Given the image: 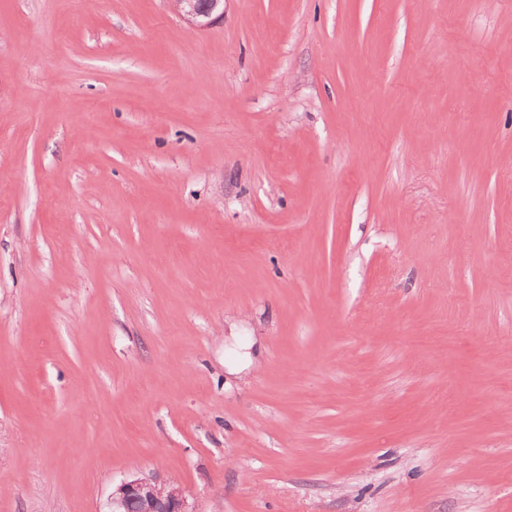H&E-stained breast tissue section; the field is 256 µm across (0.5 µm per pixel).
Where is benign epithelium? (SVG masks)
Instances as JSON below:
<instances>
[{
  "instance_id": "benign-epithelium-1",
  "label": "benign epithelium",
  "mask_w": 512,
  "mask_h": 512,
  "mask_svg": "<svg viewBox=\"0 0 512 512\" xmlns=\"http://www.w3.org/2000/svg\"><path fill=\"white\" fill-rule=\"evenodd\" d=\"M192 30H204L224 17V0H171ZM107 512H194L185 489L158 475L122 481L113 490Z\"/></svg>"
}]
</instances>
